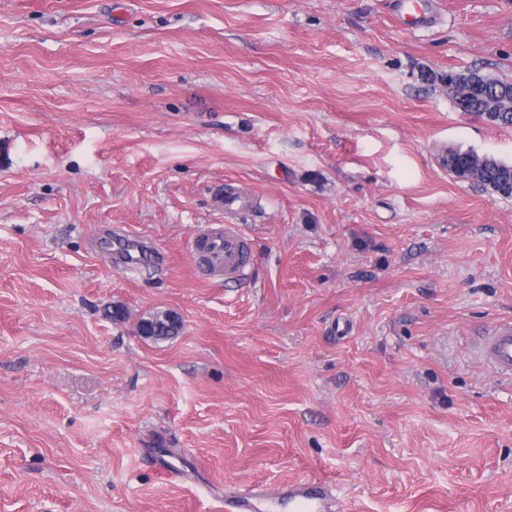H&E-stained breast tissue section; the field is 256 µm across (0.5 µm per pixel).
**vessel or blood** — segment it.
Here are the masks:
<instances>
[{
  "label": "vessel or blood",
  "instance_id": "vessel-or-blood-1",
  "mask_svg": "<svg viewBox=\"0 0 512 512\" xmlns=\"http://www.w3.org/2000/svg\"><path fill=\"white\" fill-rule=\"evenodd\" d=\"M119 265L137 268L151 254L148 243L124 235L109 243ZM195 253L203 266L223 270L225 278L241 279L252 263L248 240L240 228L211 224L198 236ZM480 355L484 363L499 373L512 372V323L495 326L484 337ZM279 503L295 508L296 512H344V504L325 482L308 479L279 489ZM269 494L259 488L241 490L224 499V512H263Z\"/></svg>",
  "mask_w": 512,
  "mask_h": 512
}]
</instances>
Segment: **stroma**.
I'll use <instances>...</instances> for the list:
<instances>
[{
  "label": "stroma",
  "mask_w": 512,
  "mask_h": 512,
  "mask_svg": "<svg viewBox=\"0 0 512 512\" xmlns=\"http://www.w3.org/2000/svg\"><path fill=\"white\" fill-rule=\"evenodd\" d=\"M512 0H0V512H220L309 478L346 512H512ZM250 200L227 218L214 192ZM251 242L197 270L206 225ZM144 237L118 268L102 240ZM170 311L180 333L144 339ZM178 469L171 479L150 458ZM445 159L446 169L457 179L479 186L493 198L512 199V170L507 172L504 184H499L497 189L493 190L491 183L499 182L502 176L483 155L471 149L450 148L444 163ZM195 255L208 269H224V278L243 279L252 264L248 239L239 227L209 224L198 236ZM480 355L484 363L498 373L512 372V323H500L484 336ZM269 493L259 488L240 490L224 497L225 512H262Z\"/></svg>",
  "instance_id": "35a3bbf8"
}]
</instances>
